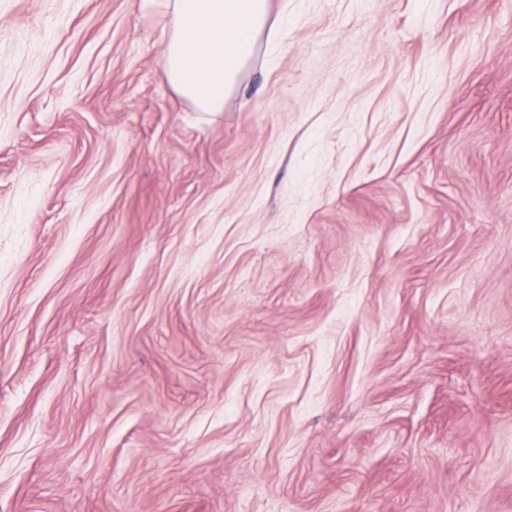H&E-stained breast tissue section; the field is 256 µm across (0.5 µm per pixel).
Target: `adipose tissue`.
<instances>
[{
    "label": "adipose tissue",
    "mask_w": 512,
    "mask_h": 512,
    "mask_svg": "<svg viewBox=\"0 0 512 512\" xmlns=\"http://www.w3.org/2000/svg\"><path fill=\"white\" fill-rule=\"evenodd\" d=\"M173 17L164 51L173 89L204 111L223 108L259 42L275 47L269 0H167Z\"/></svg>",
    "instance_id": "obj_1"
}]
</instances>
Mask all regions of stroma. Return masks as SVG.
Here are the masks:
<instances>
[{"label": "stroma", "instance_id": "35a3bbf8", "mask_svg": "<svg viewBox=\"0 0 512 512\" xmlns=\"http://www.w3.org/2000/svg\"><path fill=\"white\" fill-rule=\"evenodd\" d=\"M283 11L0 0V512H512V0ZM164 51L173 89L204 111L224 107L269 23V0H167Z\"/></svg>", "mask_w": 512, "mask_h": 512}]
</instances>
